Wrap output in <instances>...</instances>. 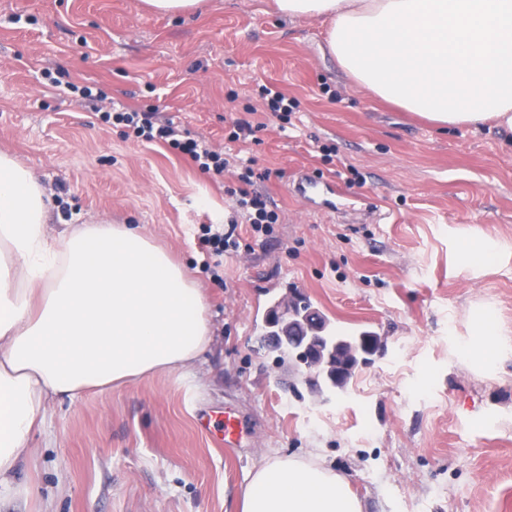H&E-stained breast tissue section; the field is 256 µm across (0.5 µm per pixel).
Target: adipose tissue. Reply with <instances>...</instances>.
<instances>
[{"mask_svg":"<svg viewBox=\"0 0 512 512\" xmlns=\"http://www.w3.org/2000/svg\"><path fill=\"white\" fill-rule=\"evenodd\" d=\"M324 21L329 53L373 96L436 127L512 136V0H272ZM44 189L0 152V501L58 396L191 368L210 343L203 297L137 228L46 227ZM242 512H362L320 464L265 462Z\"/></svg>","mask_w":512,"mask_h":512,"instance_id":"obj_1","label":"adipose tissue"}]
</instances>
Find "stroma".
<instances>
[{"mask_svg":"<svg viewBox=\"0 0 512 512\" xmlns=\"http://www.w3.org/2000/svg\"><path fill=\"white\" fill-rule=\"evenodd\" d=\"M262 83L299 104L286 132L270 119L250 148L278 221L212 266L200 240L233 214L232 175L107 114L157 103L233 153L224 119L259 106ZM0 151L52 199L49 231L131 224L182 264L214 336L191 369L53 400L22 464L36 493L0 512H241L249 472L275 457L333 470L363 512H512V254L461 258L464 239L512 241V143L497 132L441 130L359 90L320 21L268 0L182 15L142 0H0ZM301 170L368 196L379 220L313 210L288 189ZM294 294L384 340L343 391L310 392L262 348L267 308ZM480 315L497 331L484 361ZM228 406L239 448L217 439Z\"/></svg>","mask_w":512,"mask_h":512,"instance_id":"1","label":"stroma"}]
</instances>
